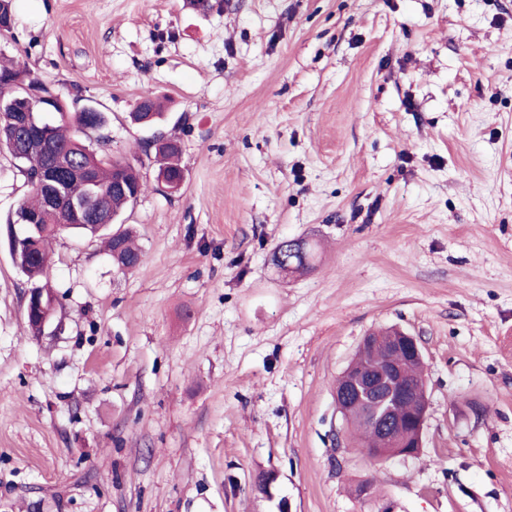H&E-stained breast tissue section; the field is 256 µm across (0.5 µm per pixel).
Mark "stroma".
<instances>
[{
	"label": "stroma",
	"mask_w": 512,
	"mask_h": 512,
	"mask_svg": "<svg viewBox=\"0 0 512 512\" xmlns=\"http://www.w3.org/2000/svg\"><path fill=\"white\" fill-rule=\"evenodd\" d=\"M211 2L15 0L0 36L147 181L134 271L53 240L58 331L31 337L0 247V512H512V0ZM31 193L1 152L0 225ZM390 327L429 415L417 457L374 462L333 391ZM160 107V103L156 96L150 93L144 94L138 100L135 112L131 113V118L135 123L138 124L153 125L162 116V112H160ZM141 108L149 112H140ZM146 118L150 119L149 121H146L148 123H141ZM178 154V148L174 144H170L164 149L156 150V155L159 157V167L157 170L156 180L159 175L166 174L171 180L185 179L183 168L179 165L175 158Z\"/></svg>",
	"instance_id": "1"
}]
</instances>
